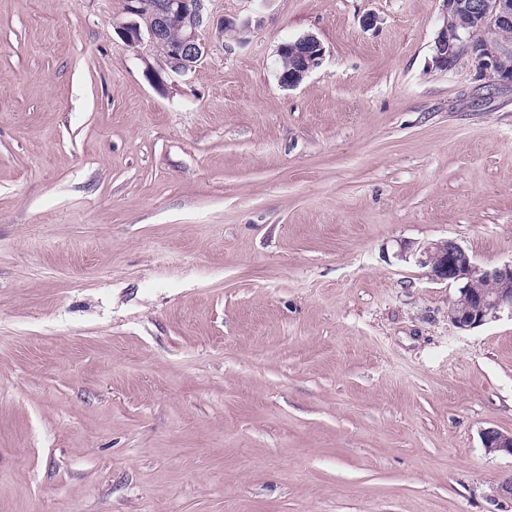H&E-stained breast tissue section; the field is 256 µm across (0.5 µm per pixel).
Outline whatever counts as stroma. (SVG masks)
<instances>
[{
    "label": "stroma",
    "mask_w": 512,
    "mask_h": 512,
    "mask_svg": "<svg viewBox=\"0 0 512 512\" xmlns=\"http://www.w3.org/2000/svg\"><path fill=\"white\" fill-rule=\"evenodd\" d=\"M208 7L161 89L124 0H0V512H512V316L413 255L512 261V88L440 0ZM288 49L293 58V67L286 78L284 75L279 78V82L283 87L295 88L322 65L325 49L317 37L311 34L298 37L290 43H282L277 53H286ZM418 263L429 268L432 280L458 286L459 295L448 306V319L459 329L475 328L505 311L512 316V261L484 268L458 242L441 239L420 248ZM475 283L491 289L483 291ZM482 444L488 454H503L512 457V432H502L495 428L485 429Z\"/></svg>",
    "instance_id": "1"
}]
</instances>
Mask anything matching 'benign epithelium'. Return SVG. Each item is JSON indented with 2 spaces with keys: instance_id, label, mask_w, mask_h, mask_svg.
<instances>
[{
  "instance_id": "7a95c632",
  "label": "benign epithelium",
  "mask_w": 512,
  "mask_h": 512,
  "mask_svg": "<svg viewBox=\"0 0 512 512\" xmlns=\"http://www.w3.org/2000/svg\"><path fill=\"white\" fill-rule=\"evenodd\" d=\"M209 0H124V13L129 20L120 24L124 44L136 47L148 44L157 51L166 68L175 75L194 69L207 54L211 42L236 43L248 40L251 17H224L216 21L212 41L203 37L211 24L207 13ZM441 26L434 40L431 67L440 71L455 68L465 52L481 72L489 75L498 86L512 85V71L499 66L498 57L485 54L475 42L472 29L479 30L489 43L500 32L512 26V0H441ZM179 20L182 33L172 41L167 36L168 25ZM290 53L293 67L279 82L287 88L297 87L318 69L325 49L312 34L303 35L281 44L277 53ZM418 263L429 268L434 281H446L458 286V297L448 306V319L458 328L469 330L497 318L503 312L512 315V262L492 268L476 264L468 251L453 239L432 241L420 248ZM482 444L488 454L512 457V432L488 428L482 433Z\"/></svg>"
}]
</instances>
